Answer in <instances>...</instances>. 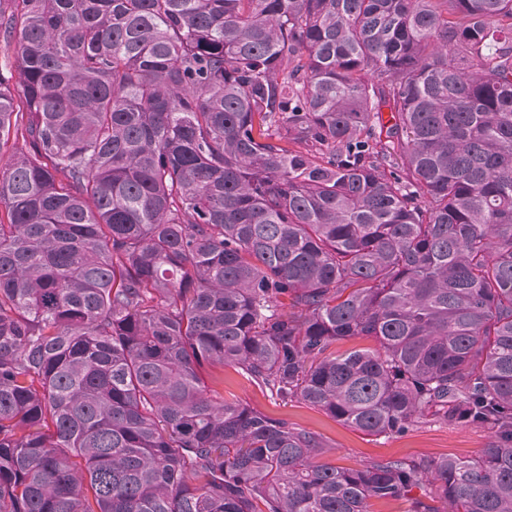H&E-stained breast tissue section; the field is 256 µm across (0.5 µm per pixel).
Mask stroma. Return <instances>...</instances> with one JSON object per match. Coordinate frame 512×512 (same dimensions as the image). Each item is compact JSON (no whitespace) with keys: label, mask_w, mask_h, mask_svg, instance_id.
<instances>
[{"label":"stroma","mask_w":512,"mask_h":512,"mask_svg":"<svg viewBox=\"0 0 512 512\" xmlns=\"http://www.w3.org/2000/svg\"><path fill=\"white\" fill-rule=\"evenodd\" d=\"M210 374L225 399L240 401L272 417H288L298 426L322 435L330 448L324 462L339 466L360 467L398 457L468 459L478 456L489 440L487 430L479 427L437 423L419 426L402 436H370L307 405L284 404L231 368L217 367Z\"/></svg>","instance_id":"obj_1"}]
</instances>
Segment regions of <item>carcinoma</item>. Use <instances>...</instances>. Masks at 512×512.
Returning a JSON list of instances; mask_svg holds the SVG:
<instances>
[{
	"label": "carcinoma",
	"mask_w": 512,
	"mask_h": 512,
	"mask_svg": "<svg viewBox=\"0 0 512 512\" xmlns=\"http://www.w3.org/2000/svg\"><path fill=\"white\" fill-rule=\"evenodd\" d=\"M12 2L0 512H512V0ZM208 372L212 386L217 383L224 399L240 401L271 417L288 416L298 426L322 435L325 443L336 449L320 457V463L361 467L380 459L398 457L468 459L478 456L489 440V433L483 428L437 423L421 425L402 436H369L307 405H285L229 367L212 368Z\"/></svg>",
	"instance_id": "carcinoma-1"
}]
</instances>
